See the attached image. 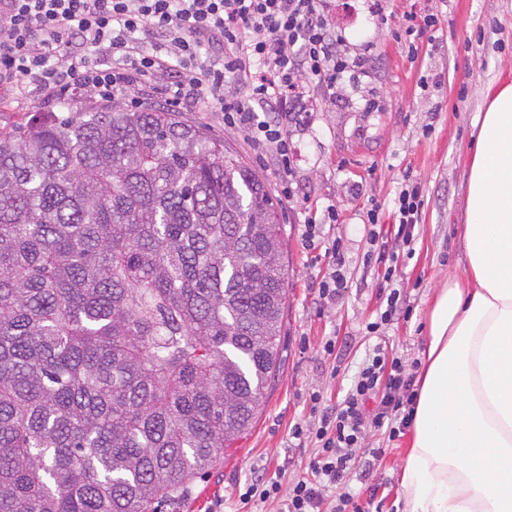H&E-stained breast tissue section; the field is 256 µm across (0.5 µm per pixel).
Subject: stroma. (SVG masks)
Masks as SVG:
<instances>
[{"instance_id": "obj_1", "label": "stroma", "mask_w": 512, "mask_h": 512, "mask_svg": "<svg viewBox=\"0 0 512 512\" xmlns=\"http://www.w3.org/2000/svg\"><path fill=\"white\" fill-rule=\"evenodd\" d=\"M431 17L422 37L406 32L408 16ZM331 20L365 73L335 88H314L293 106L286 124L298 193L284 199L274 157L258 155L243 132L219 112L183 107L180 117L223 140L262 179L279 204L288 291L280 368L251 431L226 449L208 472L162 512H239L238 494L254 474L283 487L311 476L323 404H339L375 346L386 347L407 373L419 376L432 302L452 274H462L467 162L474 118L486 85L512 74V0H333ZM56 106L37 95L0 93V131L33 111ZM420 185L424 204L410 245L395 241L398 196ZM335 220H328V213ZM376 223H369V216ZM315 239L307 237L308 221ZM396 255L385 283L379 251ZM341 267L345 286L323 295L322 280ZM399 289L407 312L370 332ZM302 427L293 438V427ZM364 456L350 476L368 512H401L400 471L408 433L366 430Z\"/></svg>"}]
</instances>
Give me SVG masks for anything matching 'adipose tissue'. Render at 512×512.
I'll return each mask as SVG.
<instances>
[{
    "instance_id": "adipose-tissue-1",
    "label": "adipose tissue",
    "mask_w": 512,
    "mask_h": 512,
    "mask_svg": "<svg viewBox=\"0 0 512 512\" xmlns=\"http://www.w3.org/2000/svg\"><path fill=\"white\" fill-rule=\"evenodd\" d=\"M468 164L464 276L433 302L403 512H512V81L484 90Z\"/></svg>"
}]
</instances>
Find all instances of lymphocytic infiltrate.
Returning <instances> with one entry per match:
<instances>
[{"mask_svg":"<svg viewBox=\"0 0 512 512\" xmlns=\"http://www.w3.org/2000/svg\"><path fill=\"white\" fill-rule=\"evenodd\" d=\"M329 14L330 0H0V89L46 91L65 104L78 91L113 100L169 78L175 105L223 113L225 126L274 155L289 198L288 136L258 113L303 98L307 81L331 86L359 69ZM231 81L240 90L229 95ZM411 383L398 359L374 349L342 402L320 411L310 478L286 489L255 477L240 503L317 512L325 484L338 491L333 512H365L348 487L362 436L384 427L396 437L409 426Z\"/></svg>","mask_w":512,"mask_h":512,"instance_id":"lymphocytic-infiltrate-1","label":"lymphocytic infiltrate"}]
</instances>
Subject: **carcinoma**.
<instances>
[{
    "label": "carcinoma",
    "instance_id": "cac0c4a2",
    "mask_svg": "<svg viewBox=\"0 0 512 512\" xmlns=\"http://www.w3.org/2000/svg\"><path fill=\"white\" fill-rule=\"evenodd\" d=\"M286 273L265 182L168 110L0 134V512H157L255 424Z\"/></svg>",
    "mask_w": 512,
    "mask_h": 512
}]
</instances>
